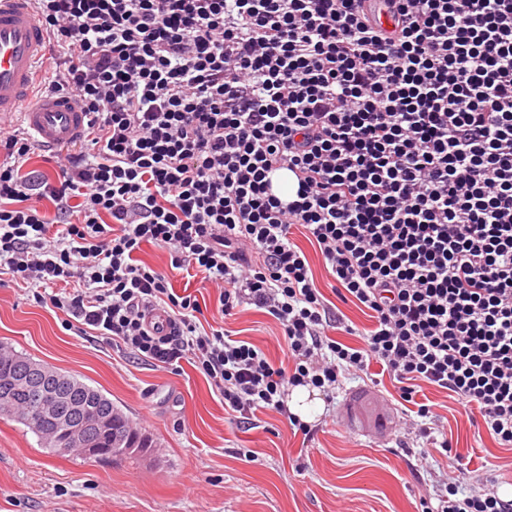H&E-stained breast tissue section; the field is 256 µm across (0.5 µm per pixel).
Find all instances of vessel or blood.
<instances>
[{"mask_svg": "<svg viewBox=\"0 0 512 512\" xmlns=\"http://www.w3.org/2000/svg\"><path fill=\"white\" fill-rule=\"evenodd\" d=\"M45 43L28 0H0V125L22 116L29 132L45 146H67L86 119L74 99L53 95L29 102L32 78Z\"/></svg>", "mask_w": 512, "mask_h": 512, "instance_id": "b4317fda", "label": "vessel or blood"}]
</instances>
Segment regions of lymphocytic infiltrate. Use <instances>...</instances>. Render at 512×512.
I'll return each mask as SVG.
<instances>
[{
	"instance_id": "1",
	"label": "lymphocytic infiltrate",
	"mask_w": 512,
	"mask_h": 512,
	"mask_svg": "<svg viewBox=\"0 0 512 512\" xmlns=\"http://www.w3.org/2000/svg\"><path fill=\"white\" fill-rule=\"evenodd\" d=\"M31 0L83 133L26 171V128L0 127V275L76 322L79 335L155 366L194 363L238 423L286 415L291 387L332 397L379 364L407 403L405 431L436 441L420 383L454 394L512 447V0ZM294 177V195L275 183ZM52 200L53 210L42 206ZM333 295L370 311L352 346ZM218 290L283 330L287 364L226 328L135 255ZM167 314L166 326L146 319ZM436 512H512L485 489ZM294 241L306 252L314 277L321 288H324L326 296L333 303H335L345 314L346 320L354 328L360 332H367L371 328L372 319L368 316V312L364 308L357 306L352 302L344 304L340 302L335 295L331 292V279L325 268L322 257L315 249L311 246L308 240L299 231H294Z\"/></svg>"
}]
</instances>
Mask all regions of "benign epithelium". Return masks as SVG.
Segmentation results:
<instances>
[{
    "mask_svg": "<svg viewBox=\"0 0 512 512\" xmlns=\"http://www.w3.org/2000/svg\"><path fill=\"white\" fill-rule=\"evenodd\" d=\"M64 381L58 371L50 366L37 363L29 366L25 373L10 378L16 389H33L43 393L42 415L53 420V426L43 434L46 444L59 452L72 448H83L92 458L111 457L114 460L142 454V449L131 443L120 448H101L95 439V432L110 425L92 406H73L66 403L64 393L55 385Z\"/></svg>",
    "mask_w": 512,
    "mask_h": 512,
    "instance_id": "benign-epithelium-1",
    "label": "benign epithelium"
}]
</instances>
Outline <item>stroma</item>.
<instances>
[{
  "instance_id": "obj_1",
  "label": "stroma",
  "mask_w": 512,
  "mask_h": 512,
  "mask_svg": "<svg viewBox=\"0 0 512 512\" xmlns=\"http://www.w3.org/2000/svg\"><path fill=\"white\" fill-rule=\"evenodd\" d=\"M138 257L195 295L208 325H223L213 285L171 268L158 246L143 245ZM66 319L0 277V342L100 390L153 437L155 451L120 460L53 454L31 429L0 417V512H422L421 497L448 480L469 493L462 464L487 472L498 495L512 498V447L478 434L467 406L447 391L420 387L435 437L454 449L433 448L423 463L398 446L403 406L376 363L345 380L334 401H319L312 440L272 412L257 413L246 430L193 364L172 371L130 358L78 335ZM232 327L273 362L285 359L279 324L255 307L244 306Z\"/></svg>"
}]
</instances>
